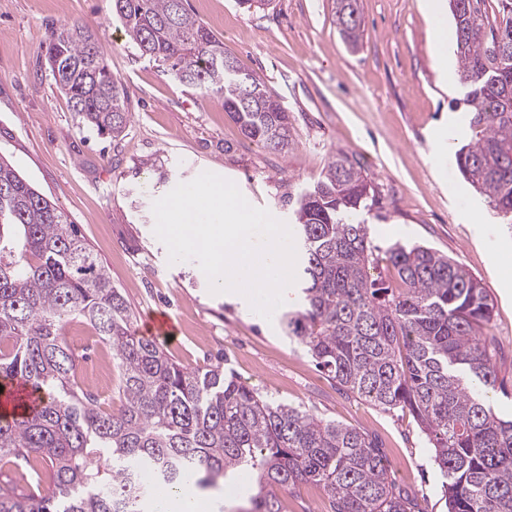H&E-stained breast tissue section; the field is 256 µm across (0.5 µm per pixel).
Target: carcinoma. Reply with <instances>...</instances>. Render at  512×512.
Listing matches in <instances>:
<instances>
[{"label": "carcinoma", "mask_w": 512, "mask_h": 512, "mask_svg": "<svg viewBox=\"0 0 512 512\" xmlns=\"http://www.w3.org/2000/svg\"><path fill=\"white\" fill-rule=\"evenodd\" d=\"M358 0H334L344 40L362 35ZM187 0H112L141 55L203 95L224 99L242 133L274 151L291 144L290 113L256 75L258 100L241 106L234 60L186 7ZM448 0L459 80L452 108L474 137L456 154L460 175L512 218V0ZM46 62L80 123L117 140L131 118L126 87L112 77L92 30H51ZM373 191L362 167L339 152L297 196L292 229L302 306L282 315L316 366L343 390L385 410L409 411L443 477L446 512H512V420L488 404L495 354L484 336L493 302L454 259L395 243L392 274L372 270L379 247L357 220ZM79 318L112 349L117 409L80 383L65 328ZM134 311L71 221L0 156V386L42 394L29 412L0 415V512H159L156 490L191 493L256 473L248 512H281L279 494L313 483L329 512H424L390 478V462L361 430L278 403L224 372L188 369L133 330ZM48 467V488L22 486Z\"/></svg>", "instance_id": "obj_1"}]
</instances>
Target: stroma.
<instances>
[{
	"label": "stroma",
	"instance_id": "stroma-1",
	"mask_svg": "<svg viewBox=\"0 0 512 512\" xmlns=\"http://www.w3.org/2000/svg\"><path fill=\"white\" fill-rule=\"evenodd\" d=\"M239 66L259 75L292 119L290 148L276 153L245 137L224 101L185 86L141 56L112 15V0H0V154L64 210L98 254L137 317L162 310L178 332L165 349L181 365H221L280 402L376 437L391 477L444 512L442 478L413 416L340 389L319 371L280 320L243 313L209 291L196 261L169 263L156 238L153 202L209 171L247 201L291 219L288 198L345 151L368 174L376 205L364 219L379 247L425 244L481 281L493 303L487 330L498 376L512 387V223L490 206L464 211L477 195L455 161L436 174L434 138L455 124L456 152L473 136L452 109L463 85L442 86L422 0H360L363 37L350 50L332 0H271L248 12L237 0H188ZM80 23L104 46L129 93L132 119L119 141L78 125L45 65L51 28Z\"/></svg>",
	"mask_w": 512,
	"mask_h": 512
}]
</instances>
